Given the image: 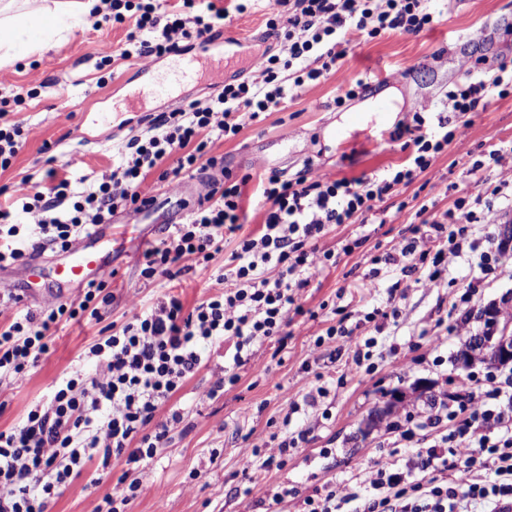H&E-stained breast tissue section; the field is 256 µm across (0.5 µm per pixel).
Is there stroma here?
Instances as JSON below:
<instances>
[{
    "mask_svg": "<svg viewBox=\"0 0 512 512\" xmlns=\"http://www.w3.org/2000/svg\"><path fill=\"white\" fill-rule=\"evenodd\" d=\"M275 7V0H256L249 12L229 13L225 38L216 41L214 51L275 52L276 41L266 34ZM431 8L438 17L432 29L352 43L338 72L304 86L263 121L245 124L234 139L215 141L213 155L223 158L225 169L237 177L270 170L291 177L308 167L358 178L402 163L406 154L395 138L398 128L410 123L420 104L438 103L464 81L462 61L477 60L489 69L500 58L512 57V0H432ZM128 31L125 23L97 30L85 26L66 41L5 68L9 84L0 89V99L24 94L17 117L30 134L13 165L0 171V204L10 203L9 191L22 177L40 181L51 167L66 164L76 175L90 177L111 170L113 143L145 130L148 116L219 93V86L192 79L177 84L168 96L149 100L145 111H122L125 96L145 79L140 59L123 54ZM106 46L112 58L103 67L100 52ZM409 61L415 64L411 76L391 80L390 71ZM352 78L369 82V91L337 107L344 80ZM380 99L399 102L385 122L371 109ZM510 141L512 96L491 99L485 111L475 113L465 136L450 143L435 162L433 171L447 192L415 183L386 202L384 223L330 226L318 247L337 251V262L302 291L305 313L291 327L281 363L271 362L274 343L254 346L250 360L237 370V383L202 402L198 393L221 377L224 368L223 348L212 347L207 364L171 398V406L185 413V429L173 432L167 448L141 471L142 490L128 512H293L295 496L326 485L355 486L357 463L381 464L392 454L407 461L446 433L443 424L420 428L407 423L405 414L447 400L461 386L484 378L486 366L462 365L459 352L470 336L481 332L480 310L512 294V249L500 247L501 225H512V201L496 200L490 223L470 227L469 247L449 258L448 278L437 285L402 275V266L413 262L400 254L411 234L396 210L406 201L442 212L457 198L475 199L478 190L469 174L473 162L483 147ZM199 181L196 175L183 176L187 190L176 195L156 176H148L143 190L154 197L153 207L141 223H113L111 243L99 244L101 257L116 272L107 322L122 325L130 300L149 305L161 295L157 284L140 275L141 249L126 243L134 237L148 245L159 243L173 225L185 222L199 200L189 187ZM356 238L361 246L342 254V241ZM235 247V240L226 241L208 269L173 280V292L190 305L218 292L215 271ZM488 250L497 253L507 274H483L480 256ZM387 253L398 255V265L383 268L377 288L360 293L356 285L371 270L373 257ZM60 258V253L45 251L43 274L34 282L27 261L0 268V290L22 294L29 308L44 306L48 293L57 289L52 268ZM398 280L405 295L396 303L397 319L366 322L367 313L385 308L387 289ZM342 314L346 327L375 341L362 366L354 365L349 348L334 360L316 358L312 351L315 336ZM97 334V326L82 322L55 330L52 354L26 380L0 384V429L24 416L64 372L80 367L93 373L84 352ZM320 387L327 396L316 406L303 405V397ZM397 391L404 392L406 401L392 421L366 429L367 417L386 408ZM287 433H301L305 439L289 450L283 465L255 474L243 470L241 459L253 446Z\"/></svg>",
    "mask_w": 512,
    "mask_h": 512,
    "instance_id": "35a3bbf8",
    "label": "stroma"
}]
</instances>
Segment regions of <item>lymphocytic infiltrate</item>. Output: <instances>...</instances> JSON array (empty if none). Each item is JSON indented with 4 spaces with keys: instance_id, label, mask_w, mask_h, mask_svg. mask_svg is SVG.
I'll return each mask as SVG.
<instances>
[{
    "instance_id": "obj_1",
    "label": "lymphocytic infiltrate",
    "mask_w": 512,
    "mask_h": 512,
    "mask_svg": "<svg viewBox=\"0 0 512 512\" xmlns=\"http://www.w3.org/2000/svg\"><path fill=\"white\" fill-rule=\"evenodd\" d=\"M230 8L207 4L194 11V0H177L162 9L156 0H104L92 28L130 23L127 41L136 57L151 61L203 42L223 25L229 12H244L243 0ZM430 0H279L267 20L279 51L261 55L247 79L225 82L213 97L186 108L162 112L146 134L113 145L110 172L95 178L59 176L46 171L42 180L22 178L12 189L11 205H0V266L22 260L28 252L71 249L89 230L111 223L116 213H136L153 204L142 186L157 174L168 191H176L182 173L222 166L210 147L239 134L246 123L275 110L306 84L338 71L353 41H371L398 31L417 35L432 27ZM464 83L449 89L444 113L432 116L420 107L410 124L400 127L406 160L372 176L338 178L304 169L294 178L263 173L258 192L264 200L256 232L242 234L240 212L248 178L225 173L222 182L207 181L198 207L175 225L159 245L143 253L145 279H174L177 272L208 268L236 236L229 261L218 269L222 291L193 305L167 292L145 307L131 304L121 327L104 324L114 295L111 277L84 286L79 301L50 303L19 312L21 295L0 293V312L14 309L0 326V380L18 383L47 355L52 328L72 320L100 324L99 336L86 350L94 374L82 369L64 373L50 392L16 425L0 430V512H49L71 482L89 465L107 470L113 460L127 466L113 489L102 494L93 512H125L141 492L134 471L145 468L166 448L184 417L161 407L206 363L203 347L221 343L233 365L246 363L255 344L285 348L293 316L302 314L300 290L341 251L319 250L329 225L364 224L387 200L399 195L484 111L488 98L512 95V59L501 60L489 75L463 61ZM415 241L407 251L419 254L428 282L441 283L449 256L460 250L458 238L477 213L466 199L456 200L444 218L428 206L399 204ZM425 250H418V242ZM446 416L453 426L435 444L419 452L414 466L387 461L361 470L355 488H327L306 496L302 512H341L342 504L363 500L362 512H512V390L500 385L466 388L451 395ZM493 471V482L458 483L450 475L473 467ZM368 499H361V491Z\"/></svg>"
}]
</instances>
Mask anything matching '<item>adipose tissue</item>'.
Wrapping results in <instances>:
<instances>
[{
  "label": "adipose tissue",
  "instance_id": "ef3b65f1",
  "mask_svg": "<svg viewBox=\"0 0 512 512\" xmlns=\"http://www.w3.org/2000/svg\"><path fill=\"white\" fill-rule=\"evenodd\" d=\"M101 0H0V67L66 39Z\"/></svg>",
  "mask_w": 512,
  "mask_h": 512
}]
</instances>
